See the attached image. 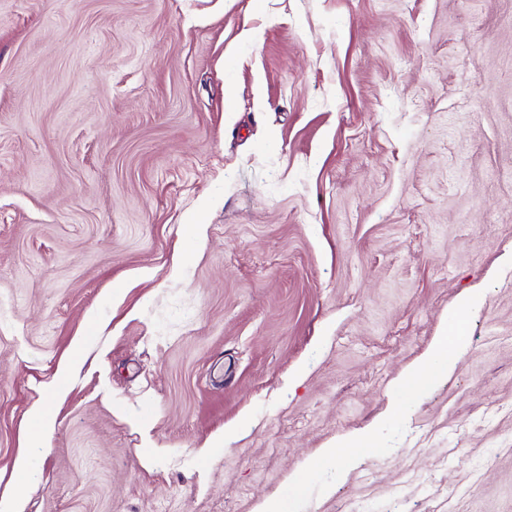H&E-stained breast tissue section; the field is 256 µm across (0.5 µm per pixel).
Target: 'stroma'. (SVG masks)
<instances>
[{
    "label": "stroma",
    "mask_w": 512,
    "mask_h": 512,
    "mask_svg": "<svg viewBox=\"0 0 512 512\" xmlns=\"http://www.w3.org/2000/svg\"><path fill=\"white\" fill-rule=\"evenodd\" d=\"M22 454L24 512H512V0H0V492ZM467 324L466 313L460 310L453 312L431 350L404 374L400 386L406 398L395 404L394 409L398 413L406 414L413 397L423 394L456 368L463 352L462 340ZM84 358L83 344L79 342L76 346V351L67 360L62 362L57 369L56 384L53 389L56 396H60L66 391L69 380L79 370ZM377 434L378 429L353 436L340 445L323 448L320 450L316 464L326 467L342 463L345 469L354 467L374 449Z\"/></svg>",
    "instance_id": "35a3bbf8"
}]
</instances>
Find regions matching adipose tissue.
<instances>
[{"label":"adipose tissue","instance_id":"ef3b65f1","mask_svg":"<svg viewBox=\"0 0 512 512\" xmlns=\"http://www.w3.org/2000/svg\"><path fill=\"white\" fill-rule=\"evenodd\" d=\"M467 324L466 313L458 310L450 315L431 350L402 377L400 386L404 398L396 404L397 412L407 413L413 397L423 394L456 368L463 352L462 340ZM375 438V433L365 432L340 445L321 449L317 464L326 467L340 463L347 468L354 467L372 451Z\"/></svg>","mask_w":512,"mask_h":512}]
</instances>
